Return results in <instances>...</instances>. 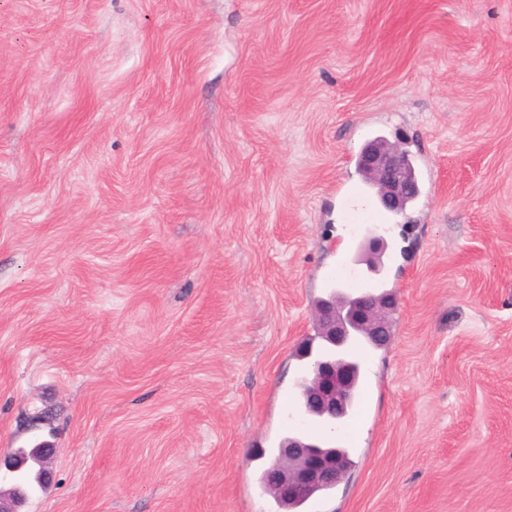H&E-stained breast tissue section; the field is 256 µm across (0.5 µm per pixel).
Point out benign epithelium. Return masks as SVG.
I'll use <instances>...</instances> for the list:
<instances>
[{
	"instance_id": "7a95c632",
	"label": "benign epithelium",
	"mask_w": 512,
	"mask_h": 512,
	"mask_svg": "<svg viewBox=\"0 0 512 512\" xmlns=\"http://www.w3.org/2000/svg\"><path fill=\"white\" fill-rule=\"evenodd\" d=\"M362 176L376 189L379 204L388 212L401 213L420 193L418 179L408 152L399 145L378 137L363 146L358 159ZM369 266L378 268L387 250V243L372 236L362 246ZM398 301L391 292L380 294H347L339 292L314 305L313 322L327 344L340 349L353 336H367L379 344H387L392 336L393 316ZM352 373L339 360L324 358L315 365L314 382L307 406L315 416L332 419L343 410ZM56 447L41 441L30 448L17 449L5 461L11 473V487L0 490V512H21L35 492L43 485L44 471L30 481L23 468L32 460L44 463L55 455ZM283 463L274 469L269 490L278 498L287 499L320 485L334 484L341 477L338 456L309 442H293L282 449Z\"/></svg>"
}]
</instances>
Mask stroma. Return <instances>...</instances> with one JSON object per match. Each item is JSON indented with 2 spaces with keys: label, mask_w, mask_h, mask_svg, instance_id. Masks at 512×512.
Here are the masks:
<instances>
[{
  "label": "stroma",
  "mask_w": 512,
  "mask_h": 512,
  "mask_svg": "<svg viewBox=\"0 0 512 512\" xmlns=\"http://www.w3.org/2000/svg\"><path fill=\"white\" fill-rule=\"evenodd\" d=\"M375 136L404 213L351 193ZM334 287L398 309L305 512H512V0H0V456L56 446L27 512H277ZM358 165L362 176L376 189L379 204L388 212H403L420 193L408 152L385 138L365 143Z\"/></svg>",
  "instance_id": "stroma-1"
}]
</instances>
